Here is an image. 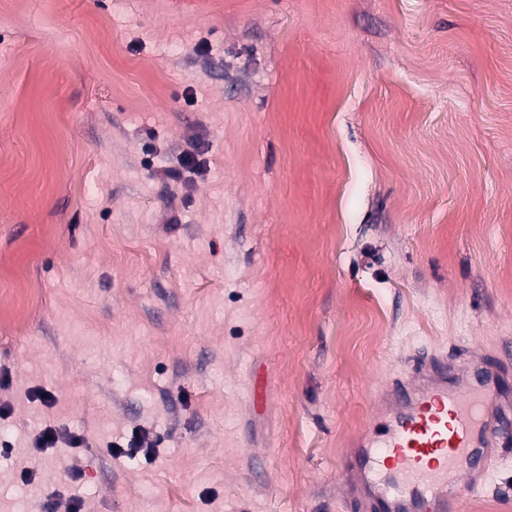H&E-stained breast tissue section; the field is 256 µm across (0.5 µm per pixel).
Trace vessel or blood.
Instances as JSON below:
<instances>
[{"mask_svg": "<svg viewBox=\"0 0 512 512\" xmlns=\"http://www.w3.org/2000/svg\"><path fill=\"white\" fill-rule=\"evenodd\" d=\"M501 398L498 377L476 365L414 362L391 389L384 435L347 450L343 483L363 494L368 512H457L459 479L477 488L512 426Z\"/></svg>", "mask_w": 512, "mask_h": 512, "instance_id": "b4317fda", "label": "vessel or blood"}]
</instances>
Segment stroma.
I'll list each match as a JSON object with an SVG mask.
<instances>
[{
	"mask_svg": "<svg viewBox=\"0 0 512 512\" xmlns=\"http://www.w3.org/2000/svg\"><path fill=\"white\" fill-rule=\"evenodd\" d=\"M20 276L0 512H366L340 461L415 354L512 402V0H0ZM459 512H512V447ZM200 152L184 151L179 155L178 168L166 170L165 175L176 180L184 178V181L192 179L193 175H199L204 172L205 161L199 159ZM84 442L85 439L81 435L62 432L51 425H43L35 437V448L47 450L57 447L59 443H64L69 448L78 449ZM155 446V442L149 438L146 432L137 431L133 432L131 438L127 442L126 448H120V445H112V442L107 445L106 451L109 455L113 454L124 455L126 457L135 459L140 452L148 455ZM113 447V448H112Z\"/></svg>",
	"mask_w": 512,
	"mask_h": 512,
	"instance_id": "stroma-1",
	"label": "stroma"
}]
</instances>
